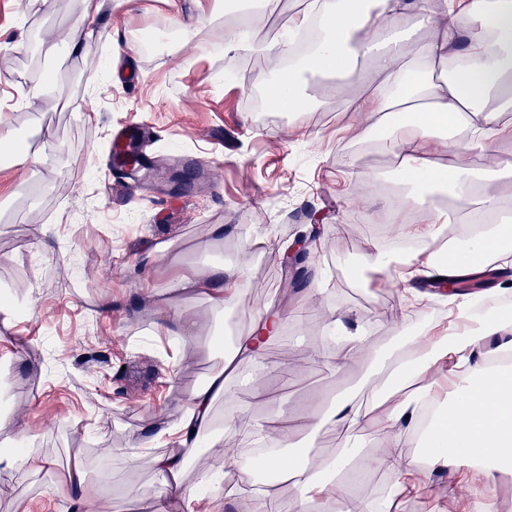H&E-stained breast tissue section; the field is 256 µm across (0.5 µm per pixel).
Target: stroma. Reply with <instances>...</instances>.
<instances>
[{"mask_svg":"<svg viewBox=\"0 0 512 512\" xmlns=\"http://www.w3.org/2000/svg\"><path fill=\"white\" fill-rule=\"evenodd\" d=\"M307 2L266 0L253 13L218 0L196 34L185 38L168 20L164 0H142L119 28L136 50L116 57L108 34L119 10L106 5L99 14L103 37L49 73L40 40L71 27L81 0H57L50 13L30 0H0V40L8 44L0 51V125L51 144L35 167L0 166V297L17 303L12 325L0 324V410L11 413L24 445L47 462L40 472L23 467L0 479V512H75L65 477L77 462L89 488L110 476L121 512H138L123 500L124 489L157 490L149 455L131 460L121 451L184 406L220 357L203 353L202 343L156 330L141 295L148 286L164 289L186 262L199 259L212 225L282 239L304 224L320 226L299 287L285 286L282 254L260 253L250 238L228 237L214 258L244 263L250 288L221 315L203 299L179 300L186 316L205 319L203 343H210L226 326L246 330L265 306L287 311L298 297L308 298L305 320L289 319L269 344L270 370L242 366L215 403L216 427L229 430L225 471H234L247 452L233 431L239 420L296 413L339 393L369 402L378 363H353L331 374L313 361L315 339L325 332L322 315L334 311L349 324L373 323L371 344L380 359L395 358L412 336L445 324L442 301L430 300L423 313H414L389 289L391 272L368 267V234L345 247L336 243L339 227L353 216L366 225L377 221L382 193L368 175H377L389 197L413 192L382 146L385 119L350 110L362 87L347 84L336 93L332 78L316 76V100L301 117L255 111L242 89L243 80L277 71L278 59L225 47V28L246 25L271 38ZM37 82L47 83L46 96L16 107L20 91ZM145 126L159 180L149 184V198L125 205L117 200L120 188L108 184L121 176L114 133L126 127L136 138ZM367 127L376 138L366 144L358 134ZM183 153L203 163L190 194L184 190L189 172L172 161ZM454 162L501 177V215L512 216V137L492 153H460ZM160 244L168 250L156 269L132 273ZM103 298L111 299V310L100 306ZM391 307L398 318L390 323ZM458 480L454 470H432L426 491L396 497L392 512H449L448 487Z\"/></svg>","mask_w":512,"mask_h":512,"instance_id":"stroma-1","label":"stroma"}]
</instances>
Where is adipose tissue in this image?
Returning <instances> with one entry per match:
<instances>
[{
  "mask_svg": "<svg viewBox=\"0 0 512 512\" xmlns=\"http://www.w3.org/2000/svg\"><path fill=\"white\" fill-rule=\"evenodd\" d=\"M324 36L299 67L264 76L262 84L272 100L289 111L308 109L305 74L326 72L347 75L366 86L351 103L353 111L396 114L397 124L384 142L399 161L400 175L415 191L410 200L426 205L429 218L404 224L403 238L420 243V250L396 272L394 287L421 301L418 283L437 279L452 282L481 278L496 269L498 278L474 295L449 294L452 320L448 333L426 330L405 343L391 362L383 383L373 384V398L400 391L398 402L383 413L348 397L336 399L324 414L307 412L268 436L259 421L242 422L236 432L243 443L268 440L272 451L248 458L233 475L215 469L210 457L200 454L201 444L224 445L223 433H209L213 405L226 382L225 366L212 372L208 384L196 389L184 410L171 422H161L146 437L135 438L131 452L154 449L152 467L159 491L137 490L133 496L140 512H201V495L185 488L188 462L199 467L203 487L224 485V502L235 512H247L242 496L258 472L295 476L296 494L277 504L275 512H346L349 474L377 468L391 478L379 512H390L394 497L407 478L421 477L426 467L463 472L482 468L489 482L512 472V313L488 306L490 298L512 291V224H475L461 246L436 259L428 249L445 226L455 224L452 211L437 204V193L470 201L479 215L500 207V189L494 178L473 179L450 164L434 163L425 142L432 131L446 132L449 154L491 152L493 143L512 136V0H315ZM99 0H84L79 20L66 33L47 37L40 45L47 63L77 51L98 33ZM423 18L438 16L434 36L401 65L400 49L385 50L379 43L383 30L399 32L405 12ZM481 22L490 36L474 34ZM247 280L238 264L192 268L171 286L184 296H203L214 310L224 311ZM279 314H264L247 335L237 337L234 354H247L263 366L267 343L280 331ZM339 355L318 346L314 361L335 372L350 363L371 361L370 339L362 326H343ZM449 361L448 385L438 388L435 366ZM336 428L340 444L331 455L309 454L299 435L322 425ZM389 438L394 451L377 454L370 447L373 433ZM417 442L420 452L398 456V448Z\"/></svg>",
  "mask_w": 512,
  "mask_h": 512,
  "instance_id": "1",
  "label": "adipose tissue"
}]
</instances>
